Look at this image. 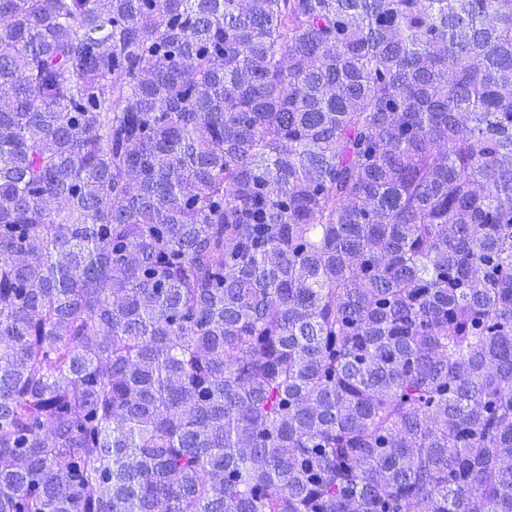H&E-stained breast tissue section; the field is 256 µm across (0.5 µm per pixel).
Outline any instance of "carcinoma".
<instances>
[{"label":"carcinoma","instance_id":"obj_1","mask_svg":"<svg viewBox=\"0 0 512 512\" xmlns=\"http://www.w3.org/2000/svg\"><path fill=\"white\" fill-rule=\"evenodd\" d=\"M0 512H512V0H0Z\"/></svg>","mask_w":512,"mask_h":512}]
</instances>
